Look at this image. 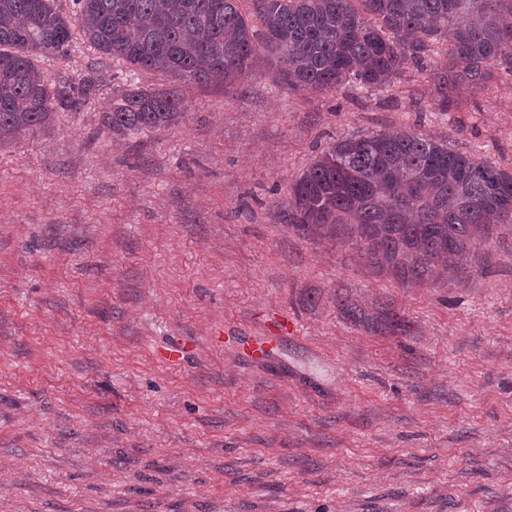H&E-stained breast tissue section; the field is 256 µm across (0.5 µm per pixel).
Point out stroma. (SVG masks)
I'll return each instance as SVG.
<instances>
[{
    "mask_svg": "<svg viewBox=\"0 0 512 512\" xmlns=\"http://www.w3.org/2000/svg\"><path fill=\"white\" fill-rule=\"evenodd\" d=\"M39 65L93 90L0 146V512H512V227L466 274L407 286L283 220L350 135L411 130L512 172V59L447 112L409 62L323 94L265 51L229 88L79 39ZM133 82L182 90L177 125L114 140L101 117ZM341 288L407 335L342 318ZM280 318L294 337L266 361L236 343Z\"/></svg>",
    "mask_w": 512,
    "mask_h": 512,
    "instance_id": "obj_1",
    "label": "stroma"
}]
</instances>
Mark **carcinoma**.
I'll return each mask as SVG.
<instances>
[{
	"instance_id": "obj_1",
	"label": "carcinoma",
	"mask_w": 512,
	"mask_h": 512,
	"mask_svg": "<svg viewBox=\"0 0 512 512\" xmlns=\"http://www.w3.org/2000/svg\"><path fill=\"white\" fill-rule=\"evenodd\" d=\"M0 0V145L50 126L90 89L58 86L37 64L64 57L77 37L98 53L186 85H233L249 76L259 51L273 53L277 79L295 92L345 84L389 87L406 59L431 66L445 112L461 86L478 87L491 66L512 57V0ZM183 96L129 85L102 124L122 140L178 123ZM287 221L302 232L346 233L370 266L402 283L463 272L512 224V173L448 143L413 132L337 140L291 185ZM341 316L402 335L404 316L387 305L369 313L336 298Z\"/></svg>"
}]
</instances>
